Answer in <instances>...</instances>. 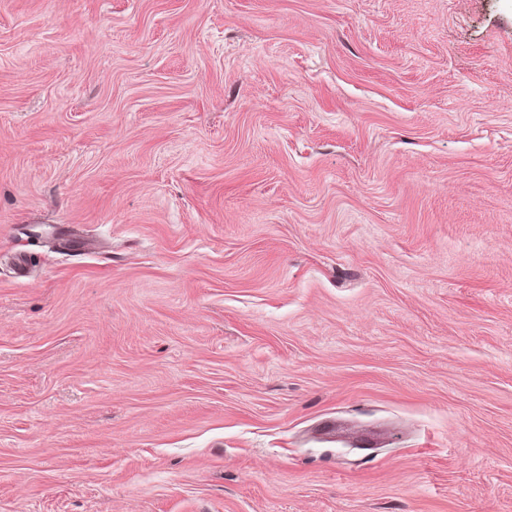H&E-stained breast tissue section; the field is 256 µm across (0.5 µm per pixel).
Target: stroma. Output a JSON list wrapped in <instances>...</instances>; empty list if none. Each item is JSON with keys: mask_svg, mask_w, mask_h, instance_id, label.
<instances>
[{"mask_svg": "<svg viewBox=\"0 0 512 512\" xmlns=\"http://www.w3.org/2000/svg\"><path fill=\"white\" fill-rule=\"evenodd\" d=\"M0 512H512V0H0Z\"/></svg>", "mask_w": 512, "mask_h": 512, "instance_id": "obj_1", "label": "stroma"}]
</instances>
